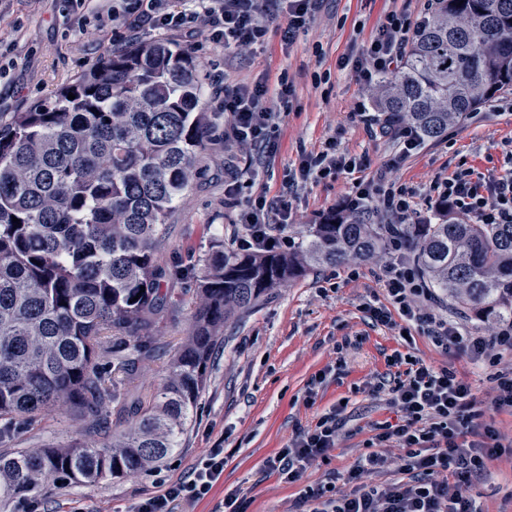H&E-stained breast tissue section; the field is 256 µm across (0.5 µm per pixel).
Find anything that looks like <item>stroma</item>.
<instances>
[{
    "mask_svg": "<svg viewBox=\"0 0 512 512\" xmlns=\"http://www.w3.org/2000/svg\"><path fill=\"white\" fill-rule=\"evenodd\" d=\"M430 2L324 0L312 26L290 45L284 44L276 25L270 27L264 46L251 49H225L203 24L194 42L174 38L175 47L198 64L205 111H219L218 93L227 86L264 80L273 89L283 72L293 84L292 108L274 133L277 151L245 186L244 195L280 194L302 156L319 152L331 138L339 151L364 157L368 174L385 170L397 142L372 133L356 117L358 104H372L373 91L339 69L338 61L365 48L388 12L403 9L416 19ZM111 46V27L98 26L86 10L72 8L68 0H0V113L52 104L59 85L78 76ZM510 141L512 91H505L449 128L447 135L424 142L396 174L422 206L431 184L457 170L498 173ZM250 157L249 147L225 142L223 127L212 131L197 175L171 214L157 254L160 264L183 270V277L172 283L177 291L192 294V273L214 237H223L229 250L242 233L237 209L224 205V167L248 168ZM351 187L352 177L345 173L301 184L291 200L288 235L300 238L309 225L342 205ZM390 259L386 253L306 271L273 288L249 313L227 324L177 454L150 471L95 485L48 481L32 492V499L42 512H133L140 500L187 476L207 449L218 446L224 450L222 477L207 498L179 504L176 512H220L231 490L239 492L245 512H299V497L306 488L332 482L337 491H349L348 473L369 452L375 423L395 417L387 389L395 384L396 370L388 359L397 350L453 366L472 384L501 437L512 439V412L493 408L490 370L472 365L464 353L440 352L420 333L406 342L397 330L371 320L365 306L385 302L376 275ZM193 311L188 303L164 318L154 354L140 363L129 393L149 392L166 381L174 352L190 331ZM322 372L326 380L314 385ZM339 403L346 406V423L328 459L307 468L293 483L265 472L268 457ZM82 427L68 413L51 412L21 430L12 445L42 448L64 443ZM472 491L479 495L483 512H512V456L491 462Z\"/></svg>",
    "mask_w": 512,
    "mask_h": 512,
    "instance_id": "35a3bbf8",
    "label": "stroma"
}]
</instances>
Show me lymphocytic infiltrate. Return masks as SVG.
Returning a JSON list of instances; mask_svg holds the SVG:
<instances>
[{"label":"lymphocytic infiltrate","mask_w":512,"mask_h":512,"mask_svg":"<svg viewBox=\"0 0 512 512\" xmlns=\"http://www.w3.org/2000/svg\"><path fill=\"white\" fill-rule=\"evenodd\" d=\"M194 6L171 10L169 0H112L107 18L125 39L135 40L143 31L177 35L193 40L198 23L208 25L225 47L264 44L271 23L284 24L283 40L292 42L315 20L323 0H193ZM418 26L408 13L387 14L377 26L366 49L341 58L340 69L350 70L361 85L373 86L380 74L397 71L413 42ZM228 124L224 138L249 146L255 163L277 148L272 134L280 113L269 104L266 82L243 84L224 92ZM365 161L337 152L328 142L321 152L303 157L297 172L289 174L286 194L259 195L241 200L243 183L239 173L224 181V203L239 208L244 227L235 237L237 249L265 251L291 249L295 241L285 232L291 218L290 197L302 181L333 179L340 173L353 175L346 203L355 207L376 203L389 223L402 224L418 210L415 192L386 175L364 178ZM429 211L474 219L479 224H512V170L486 175L466 168L435 181L427 197ZM396 260L377 276L387 305L371 306L372 320L392 326L401 316L407 326L418 329L443 353L466 351L473 364L492 368L495 410H512V366L500 367L502 352L512 351V325H502L485 336H475L455 322L440 318L425 308L428 296L414 267L399 260L404 244L393 237ZM390 365L400 368L401 377L389 391L397 407L395 421L377 424L372 452L348 473L350 493H336L333 486L310 488L301 497L306 512H481L469 489L487 471L489 464L506 452L497 430L484 421V412L471 385L448 366H436L409 353L394 352ZM342 406H332L314 426L292 438L286 448L269 457L264 469L288 481H297L313 463L327 458L336 446L343 425ZM400 448V469L404 480L378 486L366 476L386 462L384 448ZM224 472V451L209 449L184 479L167 484L154 496L142 500L135 512H175L179 503L205 499Z\"/></svg>","instance_id":"obj_1"}]
</instances>
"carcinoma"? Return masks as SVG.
Returning <instances> with one entry per match:
<instances>
[{"instance_id": "carcinoma-1", "label": "carcinoma", "mask_w": 512, "mask_h": 512, "mask_svg": "<svg viewBox=\"0 0 512 512\" xmlns=\"http://www.w3.org/2000/svg\"><path fill=\"white\" fill-rule=\"evenodd\" d=\"M197 72L166 42L109 49L57 89L53 106L0 120V443L50 409L84 423L65 445L1 451L0 502L48 480L127 477L175 453L232 315L311 268L389 250L395 232L452 305L482 323L512 322V224L444 218L395 230L369 206L335 210L293 253L226 252L214 239L167 381L122 393L153 353L161 314L184 303L162 289L182 272L156 250L221 118L202 111ZM509 87L512 0H435L374 102L431 141Z\"/></svg>"}]
</instances>
